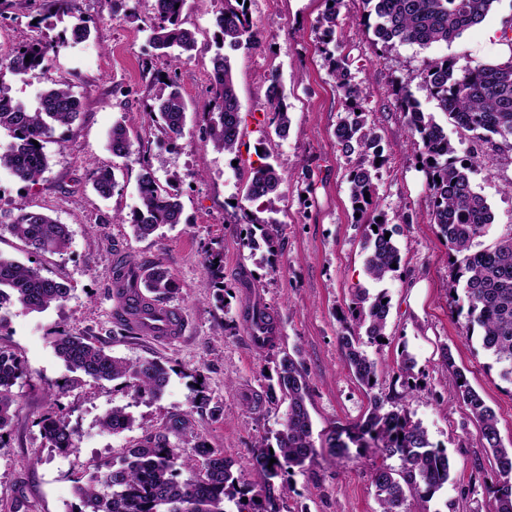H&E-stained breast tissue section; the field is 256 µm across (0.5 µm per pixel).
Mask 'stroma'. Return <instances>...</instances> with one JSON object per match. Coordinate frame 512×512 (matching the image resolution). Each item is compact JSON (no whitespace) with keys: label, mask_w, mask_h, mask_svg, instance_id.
<instances>
[{"label":"stroma","mask_w":512,"mask_h":512,"mask_svg":"<svg viewBox=\"0 0 512 512\" xmlns=\"http://www.w3.org/2000/svg\"><path fill=\"white\" fill-rule=\"evenodd\" d=\"M43 0H0V51L9 52L39 37L57 38L71 28L64 18L55 29L41 25ZM79 13L92 31L86 42L61 50L43 71L4 72L0 82L11 96L36 106L41 92L70 85L83 103L73 125L56 129L45 144L48 168L35 183L0 171V223H9L17 207L40 211L67 225L68 248L60 254H31L25 244L0 230V256L31 264L64 283L69 295L42 312L19 305L0 306V348L22 363L12 388L14 417L0 443V512L22 501L21 512H76V485L86 481L90 464L108 468L134 440L163 428L171 415L188 410L196 387L212 407L193 415L195 437L180 439L184 454L198 440L220 448L238 469L248 466L257 440L281 430L286 404L265 400L268 372L283 353L298 354L310 386L307 406L316 453L303 468L283 476L282 512H378L373 469L381 463L399 468L398 457L382 458L375 448L331 453L325 442L337 425L359 421L372 396L401 391V352L415 361V387L406 407L444 449L451 478L428 502L408 498L406 512H491L493 500L482 482L472 480L471 462L486 458L478 427L467 406L451 401L456 372H463L496 414L502 443L512 448V384L501 380L479 335H466L464 316L448 291L453 266L448 248L430 222L426 177L414 151L405 147V116L397 109L393 87L426 58L451 57L459 64L496 57L485 30L512 19V0H497L482 24L452 43L427 48L395 43L382 46L364 31L362 0H343L339 54L366 89L365 109L375 125L385 158L376 182L380 218L393 232L402 257L400 269L380 282L364 272L361 225L353 218L346 173L351 158L336 147L335 129L344 102L321 52L317 21L323 0H249L258 43L227 50L241 105L243 146L239 157L216 151L203 141L207 115L194 104L208 98L216 53L211 18L217 0H187L183 18L195 30L197 48L179 69L181 92L192 110L180 137H167L149 109L155 89L144 77L147 67L162 68L149 40L152 0H78ZM277 73L291 112L286 136L267 119V83ZM410 91L467 157L473 139L448 114L438 111L420 81ZM125 121L133 142L124 157L112 155L108 133ZM283 174L281 197L270 212L280 229L275 257L260 262L242 245L246 227L233 223L236 203L258 149ZM159 180L175 181L182 203L180 223L137 239L129 225L113 222L115 212L138 204L143 167ZM112 169L117 185L110 197L93 188L97 168ZM487 201L494 220L473 242L481 250L512 233V157L487 156L469 175ZM407 211L409 223L397 214ZM224 249L225 304L205 287L208 249ZM166 268L176 291L163 299L184 315L186 332L170 343L152 341L117 320L119 299L112 282L116 259ZM386 292L390 312L384 344H365L378 365V381L366 390L353 377L337 336L357 289ZM261 304L273 316L279 339L275 348L257 349L242 327L248 306ZM87 338L113 356L156 360L169 367L161 397L136 400L116 383L97 381L67 370L54 351L58 333ZM450 350L455 368L441 367ZM127 407L133 429L104 431L100 418L112 407ZM63 416L75 432L67 453L50 448L40 420L48 410Z\"/></svg>","instance_id":"stroma-1"}]
</instances>
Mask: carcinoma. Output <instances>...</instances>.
I'll list each match as a JSON object with an SVG mask.
<instances>
[{"label": "carcinoma", "mask_w": 512, "mask_h": 512, "mask_svg": "<svg viewBox=\"0 0 512 512\" xmlns=\"http://www.w3.org/2000/svg\"><path fill=\"white\" fill-rule=\"evenodd\" d=\"M367 6L366 29L375 41L390 45L396 41L426 48L434 43H450L463 31L482 23L498 0H363ZM186 0H153L154 22L150 40L159 56L173 64L179 58L168 50L178 48L180 54L195 50V33L182 26L181 15ZM222 7L214 14V37L221 39L218 49L252 44L255 32L245 3L221 0ZM342 0H324V11L318 19L322 30V54L336 80L345 102V116L335 130L336 145L346 157L353 154L359 161L346 174L350 188L352 211L359 214L362 224L367 210H377L375 183L378 166L384 162L378 152L379 135L368 123L363 111L365 88L355 80L347 58L336 56V27ZM78 12L77 0H47L46 13L39 22L72 17ZM90 36L85 20L71 30V38L57 41L34 40L23 48L0 54V71L8 69L25 74L45 69L61 47L68 42L80 43ZM30 61H25V57ZM214 80L210 99L203 111L210 115L206 141L217 151L238 154L241 145L243 117L235 82L227 57L218 52L213 58ZM438 108L455 123L475 133L479 152L469 155L468 162L459 160L448 134L430 112L404 85L395 95L406 116L407 143L415 151L427 176L430 198V223L448 246L454 258L456 273L448 283L452 292L463 288L466 298V329L481 330L482 347L498 367L499 377L512 384V233L495 244L476 252L472 242L482 236L492 222L490 207L471 185L469 167L480 161L484 153H512V61L457 65L453 58L428 60L418 70ZM271 118L277 134L288 131L291 116L285 96L278 92V80L269 77ZM150 82L160 84L151 112L161 120V127L170 137L182 134L186 124L188 104L177 83V75L161 77L151 72ZM82 103L70 87L55 85L39 96L35 109L9 95L8 87L0 82V130L9 132L11 141L0 143V169L24 182H35L48 168L44 142L58 126L72 124L80 115ZM38 145H33V142ZM133 143L123 121L112 126L108 148L116 157L132 152ZM283 179L270 162L253 167L243 187L244 203L239 205V224L262 227V240L269 253L279 246V234L272 222L259 214L274 209L275 197ZM96 191L112 195L116 186L114 173L104 169L94 180ZM139 204L129 215L117 214L113 220L131 224L135 236L145 238L159 227L180 222L182 206L177 188L161 185L149 166H144L138 183ZM7 230L21 240L33 253H61L68 248L66 226L50 216L21 208ZM386 225L363 224L365 272L377 282L384 280L400 264V250L393 239H385ZM223 255L211 251L205 261V287L218 291L217 301L224 303ZM116 280L127 286L137 285L156 296L171 294L175 283L169 272L155 266L139 270L124 264L116 272ZM9 296L13 302L29 311L41 312L63 301L68 295L65 284L47 278L38 269L0 256V300ZM384 291L372 296L360 288L349 307V318L337 336L348 367L356 379L371 390L376 385L378 368L361 348L362 336L379 343L386 336L390 303ZM262 330L266 339L259 348H270L276 340V326L267 308L254 304L246 315L244 332L254 336ZM57 356L73 373L94 380L118 381L135 399L159 397L169 379V372L154 360L128 361L115 357L103 347L78 336L58 333L54 340ZM22 372L17 357L0 349V439L11 426L14 395L12 387ZM452 397L463 402L479 426L478 442L491 451L492 475L484 481L494 502V512H512V448L502 446L494 412L480 395L455 373ZM268 402L287 403L283 429L275 443L262 439L255 445L251 469L260 479L253 490L243 472L233 473L232 462L224 454L201 442L194 456H186L171 442L170 435L196 436L191 415L171 416L166 426L145 434L132 443L124 455L102 471L93 468L86 482L75 486L80 502L77 512H224V502L233 501L238 512H280L278 501L283 486L277 480L294 467L305 465L314 452L312 420L307 407L309 383L301 361L284 353L270 378L266 390ZM406 398V393H394L384 399L370 400L367 415L360 421L336 427L329 436V447L345 452L349 444L362 447L373 442L381 453L401 461L395 470L383 464L372 474V484L381 506L380 512H401L407 497L431 498L450 478V462L444 450L435 446L427 429L410 413L387 410L385 406ZM135 419L124 407H114L100 420L102 429L119 433L133 427ZM45 437L52 448L68 451L75 447V433L56 412L41 419ZM276 463L269 464L270 459Z\"/></svg>", "instance_id": "1"}]
</instances>
